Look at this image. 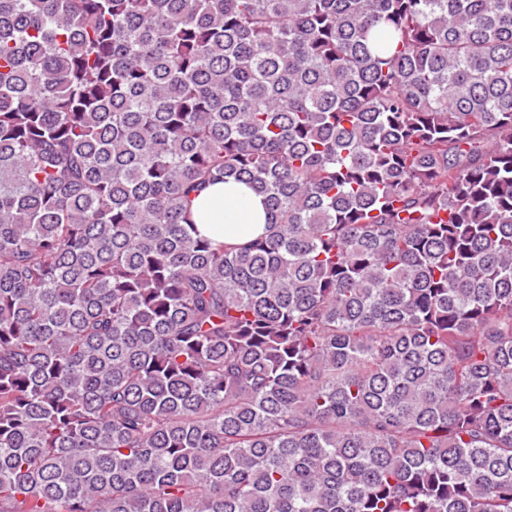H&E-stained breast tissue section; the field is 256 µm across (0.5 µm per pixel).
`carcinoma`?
<instances>
[{
  "mask_svg": "<svg viewBox=\"0 0 512 512\" xmlns=\"http://www.w3.org/2000/svg\"><path fill=\"white\" fill-rule=\"evenodd\" d=\"M0 512H512V0H0ZM193 210L199 234L216 244L246 241L265 229L263 197L242 183L209 185L195 200Z\"/></svg>",
  "mask_w": 512,
  "mask_h": 512,
  "instance_id": "cac0c4a2",
  "label": "carcinoma"
}]
</instances>
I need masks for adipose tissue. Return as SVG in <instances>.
Returning a JSON list of instances; mask_svg holds the SVG:
<instances>
[{"instance_id": "ef3b65f1", "label": "adipose tissue", "mask_w": 512, "mask_h": 512, "mask_svg": "<svg viewBox=\"0 0 512 512\" xmlns=\"http://www.w3.org/2000/svg\"><path fill=\"white\" fill-rule=\"evenodd\" d=\"M193 210L199 234L218 244L246 241L265 229L263 198L242 183L209 185L195 200Z\"/></svg>"}]
</instances>
